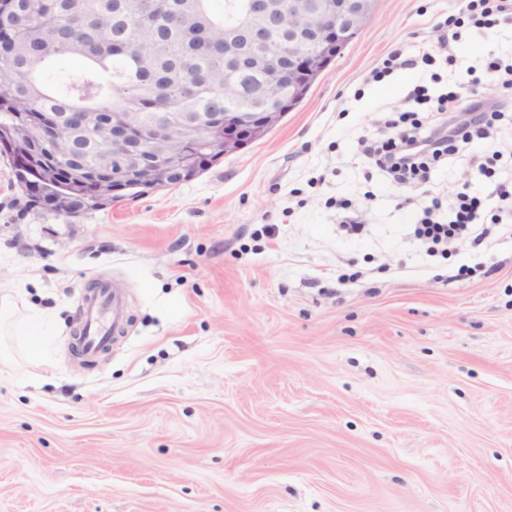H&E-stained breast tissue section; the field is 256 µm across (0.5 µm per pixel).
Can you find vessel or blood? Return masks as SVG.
<instances>
[{
    "instance_id": "1",
    "label": "vessel or blood",
    "mask_w": 512,
    "mask_h": 512,
    "mask_svg": "<svg viewBox=\"0 0 512 512\" xmlns=\"http://www.w3.org/2000/svg\"><path fill=\"white\" fill-rule=\"evenodd\" d=\"M78 336L74 341L81 360L92 363L108 352L124 324V300L107 277H100L89 290L79 312Z\"/></svg>"
}]
</instances>
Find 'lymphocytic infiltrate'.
<instances>
[{
	"mask_svg": "<svg viewBox=\"0 0 512 512\" xmlns=\"http://www.w3.org/2000/svg\"><path fill=\"white\" fill-rule=\"evenodd\" d=\"M511 19L512 0H466L460 16H448L439 24L436 49L423 52L422 60L430 65L441 58L457 68L455 90L433 101L427 90L414 89L411 98L416 103H433L430 119H420L414 110L400 113L398 118L382 122L378 138L360 143L374 166L394 184L426 183L432 171L453 164L474 143L492 139L497 123L512 106L505 97L512 91V60L491 55L482 66L475 67L465 64L454 47L462 39L463 27L487 31ZM487 84L503 90V97L481 96L479 90ZM448 197V220L444 223L435 217L438 202L422 205L421 222L414 229L415 241L431 256L447 255L465 239L476 247L489 243L496 227L484 221L485 198L469 194L466 186L456 184L449 186Z\"/></svg>",
	"mask_w": 512,
	"mask_h": 512,
	"instance_id": "f902f5d3",
	"label": "lymphocytic infiltrate"
}]
</instances>
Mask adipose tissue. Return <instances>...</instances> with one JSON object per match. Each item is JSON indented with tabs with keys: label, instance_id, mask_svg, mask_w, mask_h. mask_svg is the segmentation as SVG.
<instances>
[{
	"label": "adipose tissue",
	"instance_id": "ef3b65f1",
	"mask_svg": "<svg viewBox=\"0 0 512 512\" xmlns=\"http://www.w3.org/2000/svg\"><path fill=\"white\" fill-rule=\"evenodd\" d=\"M43 318L19 301L7 288L0 290V336L16 341L29 357H42L46 339L41 329Z\"/></svg>",
	"mask_w": 512,
	"mask_h": 512
}]
</instances>
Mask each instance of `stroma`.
Masks as SVG:
<instances>
[{"mask_svg":"<svg viewBox=\"0 0 512 512\" xmlns=\"http://www.w3.org/2000/svg\"><path fill=\"white\" fill-rule=\"evenodd\" d=\"M465 5L377 0L265 136L173 187L57 216L0 154V289L53 320L48 361L0 362V512H512V230L427 256L419 200L489 179L463 157L402 188L358 146L415 85L441 90L369 72ZM340 200L363 235L337 231ZM101 275L127 330L84 368Z\"/></svg>","mask_w":512,"mask_h":512,"instance_id":"1","label":"stroma"}]
</instances>
